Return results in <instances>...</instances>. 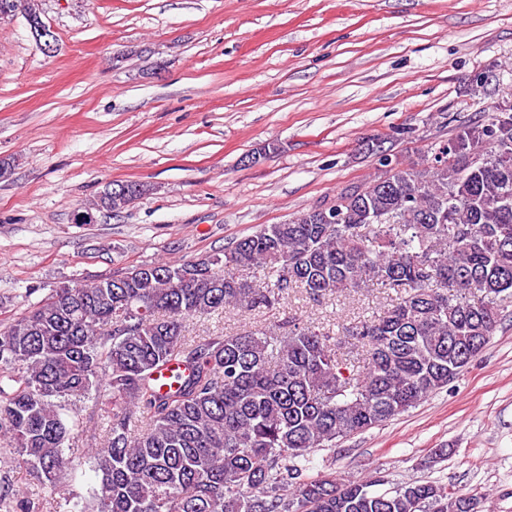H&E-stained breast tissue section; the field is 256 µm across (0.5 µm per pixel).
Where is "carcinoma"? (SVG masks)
<instances>
[{"label": "carcinoma", "instance_id": "carcinoma-1", "mask_svg": "<svg viewBox=\"0 0 512 512\" xmlns=\"http://www.w3.org/2000/svg\"><path fill=\"white\" fill-rule=\"evenodd\" d=\"M380 173L327 207L263 224L222 253L71 281L0 325V447L53 491L88 462L102 475L75 512H476L436 482L384 491L301 461L448 386L512 307V106L460 126L429 158L384 153ZM151 186L108 183L119 214ZM250 270L251 277L240 275ZM397 299L340 337L296 323L189 337L194 316L319 302L370 285ZM181 368L161 390L157 375ZM91 403L101 426L69 453Z\"/></svg>", "mask_w": 512, "mask_h": 512}]
</instances>
